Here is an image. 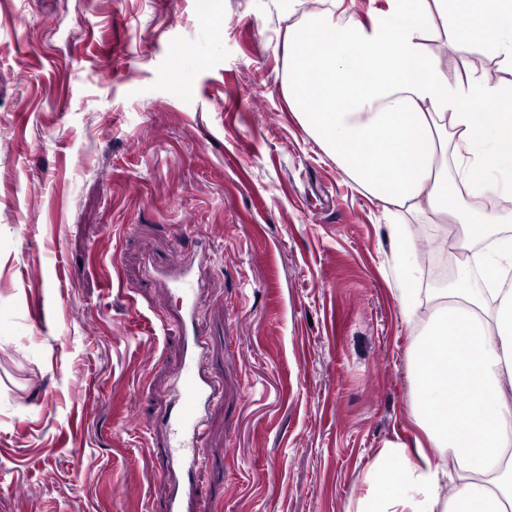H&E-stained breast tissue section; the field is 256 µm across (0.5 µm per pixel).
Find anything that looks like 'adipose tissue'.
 <instances>
[{
	"instance_id": "adipose-tissue-1",
	"label": "adipose tissue",
	"mask_w": 512,
	"mask_h": 512,
	"mask_svg": "<svg viewBox=\"0 0 512 512\" xmlns=\"http://www.w3.org/2000/svg\"><path fill=\"white\" fill-rule=\"evenodd\" d=\"M345 0L288 26L283 88L302 127L384 209L446 225L461 285L428 315L404 244L394 299L415 327L413 413L426 439L383 448L356 512H512V83L452 75L424 43L435 24L512 69V0ZM483 99L488 111L472 108ZM473 203L464 208L462 196Z\"/></svg>"
}]
</instances>
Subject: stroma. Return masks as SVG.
<instances>
[{
	"mask_svg": "<svg viewBox=\"0 0 512 512\" xmlns=\"http://www.w3.org/2000/svg\"><path fill=\"white\" fill-rule=\"evenodd\" d=\"M220 9L0 0V482L27 486L0 512H164L147 442L179 341L152 327L179 298L146 269L204 241L216 512H352L380 449L422 435L390 218L288 106V0Z\"/></svg>",
	"mask_w": 512,
	"mask_h": 512,
	"instance_id": "35a3bbf8",
	"label": "stroma"
}]
</instances>
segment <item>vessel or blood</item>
Listing matches in <instances>:
<instances>
[{
	"label": "vessel or blood",
	"mask_w": 512,
	"mask_h": 512,
	"mask_svg": "<svg viewBox=\"0 0 512 512\" xmlns=\"http://www.w3.org/2000/svg\"><path fill=\"white\" fill-rule=\"evenodd\" d=\"M209 261V253L202 251L175 262L158 276L163 287L179 295L181 305L174 321L184 333L182 356L174 371L175 402L163 420L164 454L153 460L156 477L170 484L168 512H207L197 493L194 475L201 464L197 449L208 434L206 412L215 401L217 390L213 378L201 365L205 341L194 330L202 271Z\"/></svg>",
	"instance_id": "vessel-or-blood-1"
}]
</instances>
